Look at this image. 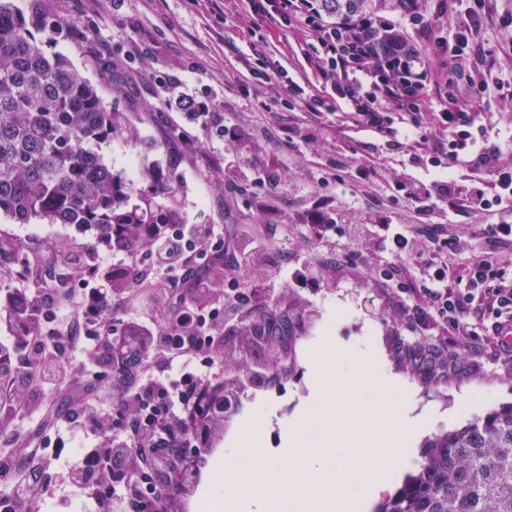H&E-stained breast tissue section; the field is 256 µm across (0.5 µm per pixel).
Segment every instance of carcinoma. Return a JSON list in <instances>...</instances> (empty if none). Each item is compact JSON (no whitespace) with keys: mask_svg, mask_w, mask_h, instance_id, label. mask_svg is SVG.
<instances>
[{"mask_svg":"<svg viewBox=\"0 0 512 512\" xmlns=\"http://www.w3.org/2000/svg\"><path fill=\"white\" fill-rule=\"evenodd\" d=\"M313 2L336 33L361 29L379 53L416 57L403 30L377 14H406L419 0ZM54 30L0 0V217L93 228L110 247L138 250L135 225L169 220L149 198L128 206L133 184L99 154L115 129L112 112L48 49ZM379 512H512V403L429 439L419 470Z\"/></svg>","mask_w":512,"mask_h":512,"instance_id":"cac0c4a2","label":"carcinoma"}]
</instances>
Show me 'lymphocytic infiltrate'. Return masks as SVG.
<instances>
[{
    "mask_svg": "<svg viewBox=\"0 0 512 512\" xmlns=\"http://www.w3.org/2000/svg\"><path fill=\"white\" fill-rule=\"evenodd\" d=\"M308 0H249L274 25L304 23L315 35L320 71L343 101V122L374 137L401 140L414 164L436 168L434 180L404 178L393 184L392 204L422 202L442 212L443 201L487 216L484 224H396L376 212L355 221L334 220L322 208L308 214L306 232L317 237L346 226L357 243L380 241L398 263L422 268L419 280L396 282L371 268L373 279L396 282L415 322L439 325L444 341L421 362L471 347L491 332L497 356L512 363V279L499 267L512 246V165L492 145L493 123L477 112L490 91L512 89L485 65L499 51L485 36L492 0H453L444 45L459 67L482 64L478 79L448 78L447 106L421 112L412 105L427 69L398 55L377 56L358 36H340L308 11ZM435 127V137L423 132ZM474 170L472 179L449 178L448 168ZM145 260L128 252L125 293L136 306L139 335L111 318L107 268L82 270V245L71 244L54 265L51 288H10L0 295V419L16 422L0 451V512H44L53 475L92 506L91 512H166L172 488L191 475L199 455V429L223 418L246 388H272L279 378L252 362L255 347L275 330L252 329L235 352L237 369L224 366V334L250 314L271 311L279 294L260 274L274 256L258 225H238L225 235L220 224H142ZM228 249L233 270L249 272L244 287L213 288L194 277L198 262ZM26 309L30 323L14 315ZM247 373H240V366Z\"/></svg>",
    "mask_w": 512,
    "mask_h": 512,
    "instance_id": "obj_1",
    "label": "lymphocytic infiltrate"
}]
</instances>
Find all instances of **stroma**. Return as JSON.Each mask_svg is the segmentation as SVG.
Instances as JSON below:
<instances>
[{
	"label": "stroma",
	"instance_id": "35a3bbf8",
	"mask_svg": "<svg viewBox=\"0 0 512 512\" xmlns=\"http://www.w3.org/2000/svg\"><path fill=\"white\" fill-rule=\"evenodd\" d=\"M25 15L57 21L61 29L49 49L69 57L74 68L99 86L117 119V130L103 144L105 160L132 180L137 191L129 203L150 198L158 207L176 211L183 224H220L232 235L239 224H274L288 235L289 256L295 268H309L317 285L302 288L280 277L281 313L289 321L288 349H258L257 364L287 363L278 388L254 390L241 398L224 422L214 426L209 448L197 461V475L176 495L173 512H221L214 506L211 471L224 460L226 448L258 411L275 414L264 439L269 448L283 445L281 423L293 419L308 396L309 347L326 336L337 345L375 343L386 373L399 377L421 405L438 419L418 430L415 448L466 419L512 402V364L496 358L489 337L461 352L455 372L447 378L418 372L404 362L396 344L403 332L397 300L391 290L371 280L364 265L324 266L328 252L342 249L344 240L330 235L316 240L297 225L318 200L335 209L345 197L339 186H318L316 177L336 154L349 167L368 163L383 183L362 188L354 197L361 210H377L391 183L417 174L405 151L386 139L364 134H338L339 100L317 69L307 26H274L259 21L247 0H221L205 7L202 0H15ZM450 0H422L421 24L385 12L400 26L425 62L430 79L420 92L419 109L437 111L443 104L450 59L439 40L448 34ZM296 90L286 91L287 81ZM322 100L319 134L303 142L296 137L294 114L307 110L305 94ZM184 96L209 101L228 127L230 136L217 137L213 128L191 113L173 107ZM258 162H278L275 185L235 187L224 179V162L242 152ZM171 178L170 191L157 188L156 170ZM0 229L14 246L32 242L51 257L78 241L98 259H111L113 275L125 270L123 250L105 247L95 230L68 224L12 223L0 217Z\"/></svg>",
	"mask_w": 512,
	"mask_h": 512
}]
</instances>
